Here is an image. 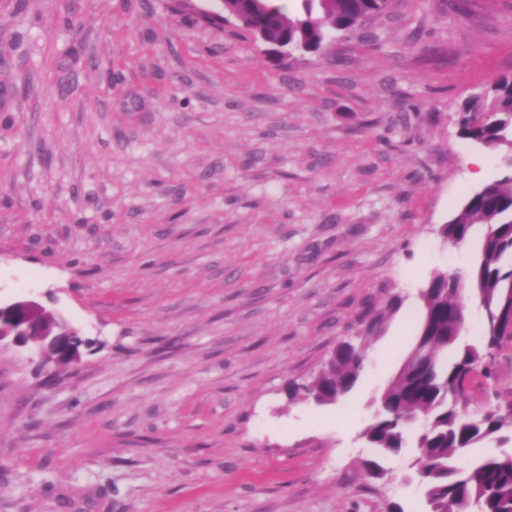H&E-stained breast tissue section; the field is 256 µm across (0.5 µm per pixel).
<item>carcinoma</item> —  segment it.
Here are the masks:
<instances>
[{
	"mask_svg": "<svg viewBox=\"0 0 512 512\" xmlns=\"http://www.w3.org/2000/svg\"><path fill=\"white\" fill-rule=\"evenodd\" d=\"M390 0H300L295 14L269 0H223V11L245 16L243 26L255 41L280 43L291 53L308 47L321 52L338 38L360 30L383 13ZM458 135L486 148H512V78L504 77L464 99L458 108ZM482 227L478 254L466 276L435 271L421 291L423 311L413 347L361 437L375 455L364 460L368 476L381 478V460L407 447L406 434L421 427L413 443L416 475L428 512H512V450L472 456L489 438L506 442L512 428V392L496 396L482 411L467 410L475 377H492V362L504 338H512V172L470 195L461 211L442 225L447 243L469 239ZM477 297L485 319L477 345H458L466 328L464 297ZM364 369L359 343L340 342L318 373L292 383V399L318 406L339 403ZM465 458L467 466L457 461Z\"/></svg>",
	"mask_w": 512,
	"mask_h": 512,
	"instance_id": "1",
	"label": "carcinoma"
}]
</instances>
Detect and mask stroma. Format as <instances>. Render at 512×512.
Returning <instances> with one entry per match:
<instances>
[{
  "instance_id": "35a3bbf8",
  "label": "stroma",
  "mask_w": 512,
  "mask_h": 512,
  "mask_svg": "<svg viewBox=\"0 0 512 512\" xmlns=\"http://www.w3.org/2000/svg\"><path fill=\"white\" fill-rule=\"evenodd\" d=\"M212 6L0 0V299L85 341L0 346V512H426L411 450L373 479L359 434L475 258L439 227L512 156L456 126L512 76V0H392L280 63ZM349 336L348 396L289 399Z\"/></svg>"
}]
</instances>
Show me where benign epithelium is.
<instances>
[{"instance_id": "obj_1", "label": "benign epithelium", "mask_w": 512, "mask_h": 512, "mask_svg": "<svg viewBox=\"0 0 512 512\" xmlns=\"http://www.w3.org/2000/svg\"><path fill=\"white\" fill-rule=\"evenodd\" d=\"M33 350L44 364L79 359V331L61 313L48 312L34 293L0 302V343Z\"/></svg>"}]
</instances>
